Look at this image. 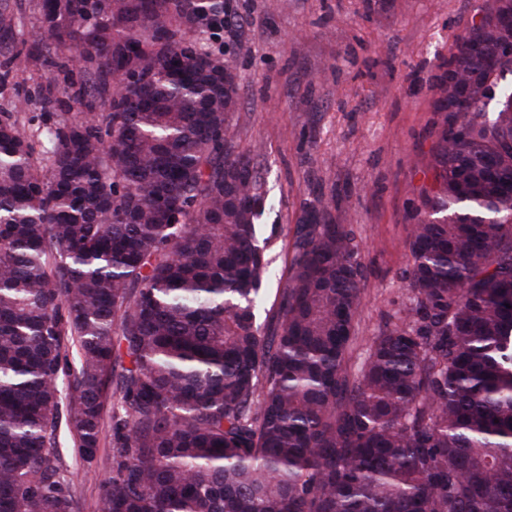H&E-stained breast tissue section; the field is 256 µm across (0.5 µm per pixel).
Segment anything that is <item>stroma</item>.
I'll list each match as a JSON object with an SVG mask.
<instances>
[{
  "mask_svg": "<svg viewBox=\"0 0 512 512\" xmlns=\"http://www.w3.org/2000/svg\"><path fill=\"white\" fill-rule=\"evenodd\" d=\"M18 38L0 42V62L32 51L0 89V109H25L46 86L37 0H20ZM487 0H231L235 22L223 39L239 60L233 154L249 157L273 202L262 218L277 226L267 302L287 279L293 228L303 206L327 203L335 223L362 241L363 303L349 354L358 367L373 336L405 298L398 278L411 256L410 211L433 163L440 77L459 38ZM57 452L76 512H101L111 449L85 462L68 431Z\"/></svg>",
  "mask_w": 512,
  "mask_h": 512,
  "instance_id": "stroma-1",
  "label": "stroma"
}]
</instances>
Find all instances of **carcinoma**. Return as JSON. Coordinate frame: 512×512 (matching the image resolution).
Instances as JSON below:
<instances>
[{
	"instance_id": "cac0c4a2",
	"label": "carcinoma",
	"mask_w": 512,
	"mask_h": 512,
	"mask_svg": "<svg viewBox=\"0 0 512 512\" xmlns=\"http://www.w3.org/2000/svg\"><path fill=\"white\" fill-rule=\"evenodd\" d=\"M504 2L461 37L482 55L448 58L469 99L435 107L408 303L353 371L363 247L323 202L257 322L276 227L229 151L226 0H39L71 55L33 111L0 110V512H75L57 431L92 459L110 392L102 512H512ZM15 19L0 0V33Z\"/></svg>"
}]
</instances>
